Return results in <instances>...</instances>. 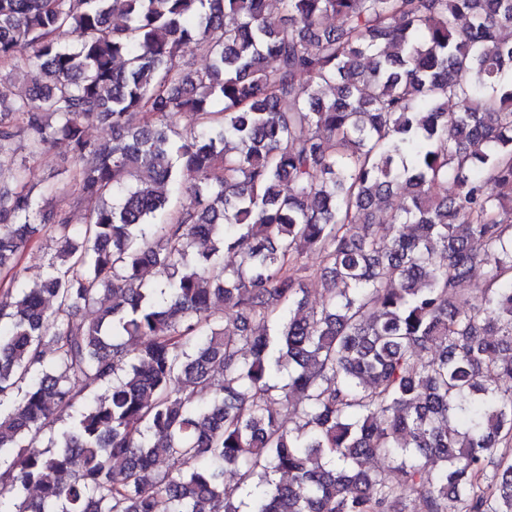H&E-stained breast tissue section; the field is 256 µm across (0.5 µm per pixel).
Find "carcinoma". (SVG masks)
Masks as SVG:
<instances>
[{
	"instance_id": "1",
	"label": "carcinoma",
	"mask_w": 512,
	"mask_h": 512,
	"mask_svg": "<svg viewBox=\"0 0 512 512\" xmlns=\"http://www.w3.org/2000/svg\"><path fill=\"white\" fill-rule=\"evenodd\" d=\"M277 3L0 0V512H512V0ZM63 152L58 150L55 153L29 160L32 171V180L39 183L42 180L65 181L66 174L56 175L63 166H69V162H63ZM55 243L42 237L27 250L20 266V277L24 283L42 279L47 272V261L54 253Z\"/></svg>"
}]
</instances>
